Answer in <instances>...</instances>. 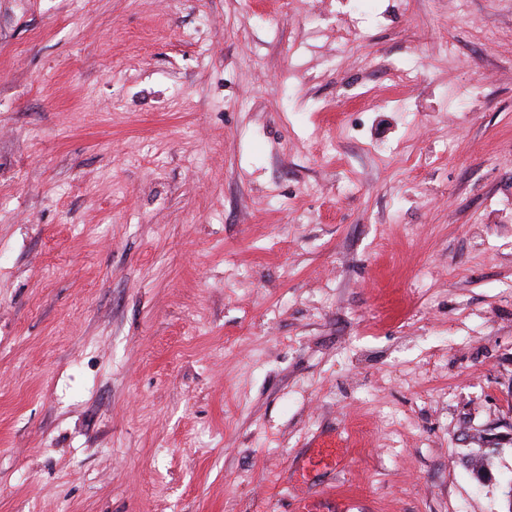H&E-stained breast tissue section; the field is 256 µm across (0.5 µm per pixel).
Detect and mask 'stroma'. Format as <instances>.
Masks as SVG:
<instances>
[{
	"label": "stroma",
	"mask_w": 512,
	"mask_h": 512,
	"mask_svg": "<svg viewBox=\"0 0 512 512\" xmlns=\"http://www.w3.org/2000/svg\"><path fill=\"white\" fill-rule=\"evenodd\" d=\"M511 489L512 0H0V512ZM482 452L475 455H467L464 459V464L470 471L473 479L478 483H484L488 479V461L490 457L499 451L496 446L488 445V448H481Z\"/></svg>",
	"instance_id": "1"
}]
</instances>
